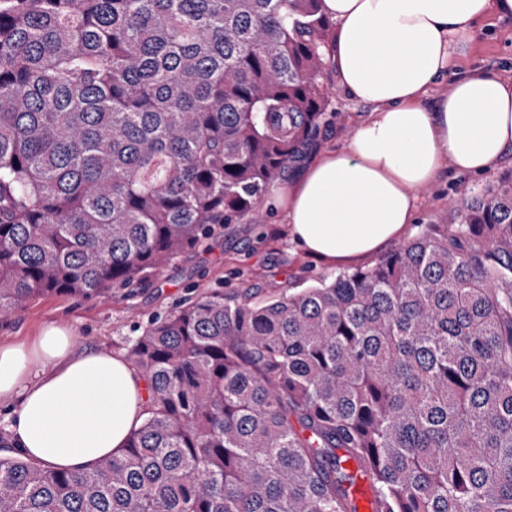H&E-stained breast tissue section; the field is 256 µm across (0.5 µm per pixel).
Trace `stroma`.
<instances>
[{
	"label": "stroma",
	"instance_id": "1",
	"mask_svg": "<svg viewBox=\"0 0 512 512\" xmlns=\"http://www.w3.org/2000/svg\"><path fill=\"white\" fill-rule=\"evenodd\" d=\"M458 64L489 68L511 81L512 19L491 16L479 23ZM321 82L330 97L329 113L308 147L341 148L367 118L368 108L339 93L331 69H323ZM511 170L509 158L488 172L445 174L417 189V221L408 226L406 238H413L420 225L440 223L450 200L474 195ZM290 177V171H283L266 191L260 220L247 217L224 225L196 252L175 259L144 282L96 299L49 296L28 301L8 318L0 319V345L33 343L46 326L57 324L71 331L77 350L124 357L131 340L153 318L176 311L201 291L219 290L240 300H260L288 295L292 288L336 273L337 265L314 259L291 243L281 213L272 206Z\"/></svg>",
	"mask_w": 512,
	"mask_h": 512
}]
</instances>
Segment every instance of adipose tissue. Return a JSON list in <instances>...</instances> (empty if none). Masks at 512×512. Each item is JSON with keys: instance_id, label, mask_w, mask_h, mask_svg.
<instances>
[{"instance_id": "obj_1", "label": "adipose tissue", "mask_w": 512, "mask_h": 512, "mask_svg": "<svg viewBox=\"0 0 512 512\" xmlns=\"http://www.w3.org/2000/svg\"><path fill=\"white\" fill-rule=\"evenodd\" d=\"M333 23L324 54L350 98L370 104L348 145L316 154L276 203L306 254L351 264L400 239L417 188L445 170L494 169L512 152V81L474 68L427 106L456 66L453 46L512 0H322ZM142 380L125 359L75 348L47 327L32 345L0 346V397L16 398L15 447L54 468L82 469L124 447L142 421Z\"/></svg>"}]
</instances>
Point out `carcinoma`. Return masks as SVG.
Returning <instances> with one entry per match:
<instances>
[{"mask_svg": "<svg viewBox=\"0 0 512 512\" xmlns=\"http://www.w3.org/2000/svg\"><path fill=\"white\" fill-rule=\"evenodd\" d=\"M320 2L0 0V317L259 218L326 117ZM128 357L125 447L69 471L0 437V512H356L360 476L376 512H512V171L370 267L202 293Z\"/></svg>", "mask_w": 512, "mask_h": 512, "instance_id": "1", "label": "carcinoma"}]
</instances>
